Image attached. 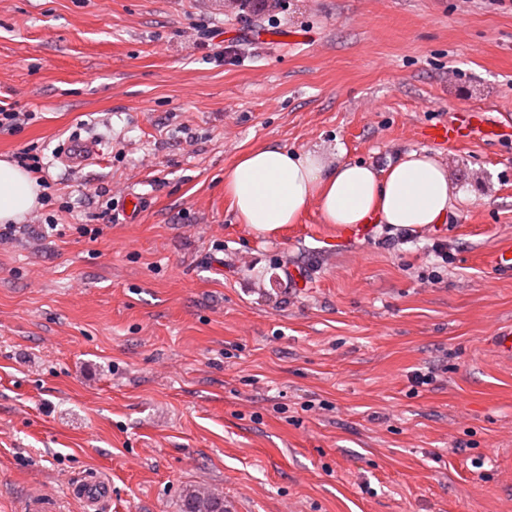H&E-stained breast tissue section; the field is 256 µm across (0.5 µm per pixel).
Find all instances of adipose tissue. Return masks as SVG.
<instances>
[{
	"instance_id": "adipose-tissue-1",
	"label": "adipose tissue",
	"mask_w": 512,
	"mask_h": 512,
	"mask_svg": "<svg viewBox=\"0 0 512 512\" xmlns=\"http://www.w3.org/2000/svg\"><path fill=\"white\" fill-rule=\"evenodd\" d=\"M44 189L9 157L0 158V224H17L41 207ZM224 195L242 223L272 233L298 223L317 205L324 223L416 228L442 222L456 197L446 166L427 151H410L383 168L316 150L257 146L224 172Z\"/></svg>"
}]
</instances>
